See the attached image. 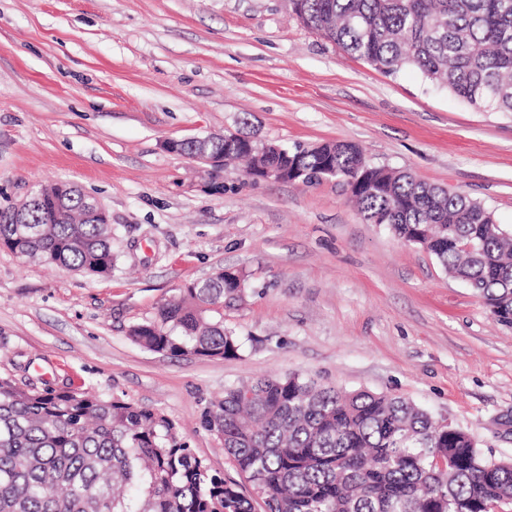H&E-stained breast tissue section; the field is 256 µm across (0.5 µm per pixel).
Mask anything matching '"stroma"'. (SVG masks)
I'll return each instance as SVG.
<instances>
[{"mask_svg":"<svg viewBox=\"0 0 512 512\" xmlns=\"http://www.w3.org/2000/svg\"><path fill=\"white\" fill-rule=\"evenodd\" d=\"M247 129L286 146L342 141L376 166L481 202L512 233V112L477 109L413 67L384 74L304 26L288 0H0V203L67 181L105 206L100 278L0 247V374L165 411L213 471L202 425L229 383L292 371L391 393L512 457V329L335 181L253 180L169 153ZM244 276L224 311L238 357L132 342L177 288Z\"/></svg>","mask_w":512,"mask_h":512,"instance_id":"35a3bbf8","label":"stroma"}]
</instances>
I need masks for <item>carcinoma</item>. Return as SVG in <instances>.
I'll return each mask as SVG.
<instances>
[{
  "label": "carcinoma",
  "instance_id": "cac0c4a2",
  "mask_svg": "<svg viewBox=\"0 0 512 512\" xmlns=\"http://www.w3.org/2000/svg\"><path fill=\"white\" fill-rule=\"evenodd\" d=\"M308 28L387 74L426 80L487 112H512V0H289ZM242 131L214 138L250 174L273 161L321 181L325 166L369 224L433 255L512 328V236L469 196L410 171L371 164L353 144L292 148ZM68 182L42 188L23 213L0 206V246L20 257L108 277L112 224ZM246 298L220 270L133 325L154 352L230 358L241 344L220 309ZM204 426L267 512H497L512 506V460L486 459L474 437L388 393L345 392L290 372L224 387ZM0 512H254L241 486L211 471L163 411L91 388L35 390L0 375Z\"/></svg>",
  "mask_w": 512,
  "mask_h": 512
}]
</instances>
